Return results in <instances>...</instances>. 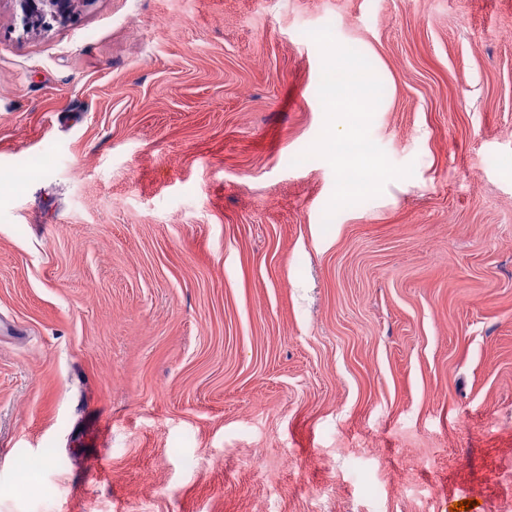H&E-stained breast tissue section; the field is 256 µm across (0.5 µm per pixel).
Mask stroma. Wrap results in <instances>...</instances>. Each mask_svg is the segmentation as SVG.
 <instances>
[{
  "label": "stroma",
  "mask_w": 512,
  "mask_h": 512,
  "mask_svg": "<svg viewBox=\"0 0 512 512\" xmlns=\"http://www.w3.org/2000/svg\"><path fill=\"white\" fill-rule=\"evenodd\" d=\"M0 176V512H512V0H0ZM20 11L25 31L49 28L52 22L69 18L78 2L84 0H13ZM328 66L334 73L328 81L329 91L325 96L328 112H336L338 116L356 113L358 117L366 112H373L375 91L368 71L363 67H356L353 75H345L343 71L347 62L342 50L329 54ZM354 129L355 127L350 125L347 134H340L338 125L332 124L325 139V144L329 148V158L341 175L339 190L346 195L353 192L378 191L384 183L382 163L373 152L334 150L333 146L338 142L360 138Z\"/></svg>",
  "instance_id": "1"
}]
</instances>
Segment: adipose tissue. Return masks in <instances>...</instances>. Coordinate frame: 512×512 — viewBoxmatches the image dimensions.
<instances>
[{"instance_id": "adipose-tissue-1", "label": "adipose tissue", "mask_w": 512, "mask_h": 512, "mask_svg": "<svg viewBox=\"0 0 512 512\" xmlns=\"http://www.w3.org/2000/svg\"><path fill=\"white\" fill-rule=\"evenodd\" d=\"M328 65L333 75L328 82L329 91L325 98L328 111L337 115H363L374 106V83L365 68H356L353 75H345L347 66L344 51H336L328 56ZM355 132L340 134L337 126L327 130L325 143L330 148L329 158L342 176L339 189L343 194L376 191L384 182L383 166L377 156L370 152H340L336 143L343 139H355Z\"/></svg>"}]
</instances>
